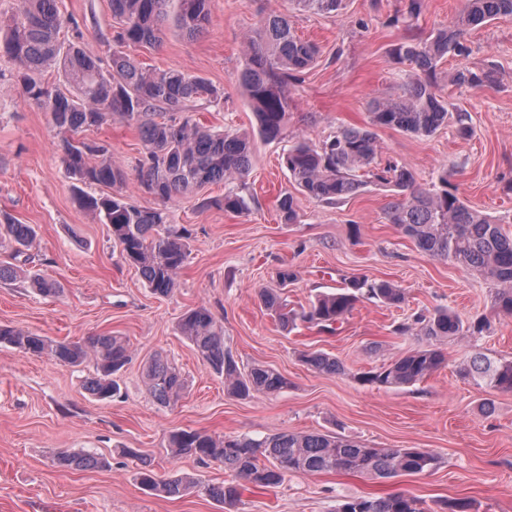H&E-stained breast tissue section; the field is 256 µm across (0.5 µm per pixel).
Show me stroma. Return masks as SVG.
<instances>
[{
    "label": "stroma",
    "mask_w": 512,
    "mask_h": 512,
    "mask_svg": "<svg viewBox=\"0 0 512 512\" xmlns=\"http://www.w3.org/2000/svg\"><path fill=\"white\" fill-rule=\"evenodd\" d=\"M213 2L203 35L189 39L170 27L155 47L134 52L147 66L178 69L220 89L217 105L194 112L209 127H254L238 72L246 40L266 13H293L298 34L316 42L320 53L291 84L283 134L255 140L252 169L240 187L247 213L224 210L220 184L202 189L211 201L207 208H197L192 198L169 202L174 223L191 232V247L179 286L166 298L145 287L108 226L75 202L50 112L27 97L13 61L0 55V212L35 225L29 268L61 288L51 298L19 281L0 283V324L72 341L111 333L131 350L118 376L121 397L99 400L85 389L92 365L71 367L0 345V512H336L344 497L400 492L420 498L427 512L452 498L472 500L474 512H512V392L459 374L463 360L476 352L512 357V316L493 310L485 279L428 257L389 221L392 188L371 184L342 202L320 203L303 194L281 164L297 137L319 143L337 127L368 126L371 101L397 95L414 79V70L391 56L406 34L405 0H342L329 14L297 11L292 0ZM58 7L61 39L108 58L111 0H59ZM466 45L467 54L440 64L439 90L449 111L467 113L470 136L460 137L452 121L429 137L380 127L382 159L410 166L423 188L447 169L461 199L512 234V17L471 31ZM487 65L500 72L497 85L476 90L448 82L451 71ZM83 137L110 144L113 162L127 175L123 192L131 202L157 207L137 184L143 143L135 126L112 121ZM285 192L294 198L297 223L279 221L277 200ZM285 267L296 278L283 287L277 273ZM354 277L394 282L406 300L386 306L360 299L332 335L304 323L284 331L260 303L264 289L278 287L289 308L298 310ZM200 305L222 321L224 343L239 367L271 368L287 387L246 399L230 396L223 377L176 330L183 314ZM439 308L468 322L488 318L493 330L474 341H438L445 365L413 385L356 380L358 372L427 347L425 337H403L395 328L415 313ZM306 350L336 355L345 374L315 372L299 359ZM157 355L173 361L186 380L171 408L154 402L144 384L145 364ZM176 429L256 439L282 431L334 433L377 448H424L439 464L388 479L292 473L274 488L243 484L238 504L227 510L195 491L167 499L136 482L144 458L162 478L227 480L218 465L172 456L167 437ZM78 451L102 458L104 467L56 465L59 454Z\"/></svg>",
    "instance_id": "stroma-1"
}]
</instances>
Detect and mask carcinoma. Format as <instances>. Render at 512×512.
I'll list each match as a JSON object with an SVG mask.
<instances>
[{
    "instance_id": "obj_1",
    "label": "carcinoma",
    "mask_w": 512,
    "mask_h": 512,
    "mask_svg": "<svg viewBox=\"0 0 512 512\" xmlns=\"http://www.w3.org/2000/svg\"><path fill=\"white\" fill-rule=\"evenodd\" d=\"M116 23L109 68L102 60L78 46L62 50L61 17L57 0H21L20 14L0 35V47L16 64L17 78L25 94L51 113L60 134L65 172L73 181L80 208L110 226L112 240L122 257L140 273L150 292L168 297L178 287V275L188 253V233L173 225L167 203L177 197L196 195L206 185L244 181L252 165L254 137L250 133L212 130L198 125L189 115L191 106L211 104L220 92L206 79L177 69L143 67L124 51L131 46L152 47L160 42L163 28L175 27L183 36L195 38L207 30L212 0H111ZM302 10L326 13L340 8L341 0H294ZM425 10V0H407L404 18L407 35L393 50L395 58L419 72L397 97L376 98L370 105V125L431 136L448 123V101L438 93L435 76L438 63L449 55L467 53L465 36L473 28L503 16H512V0H465L455 22L425 36L411 21ZM316 44L296 34L290 16L270 12L261 20L257 36L246 42L238 80L254 114L257 134L265 139L280 137L288 122L291 95L288 82L317 61ZM60 65L72 91L68 94L40 79L41 72ZM498 75L492 68L473 71L462 68L450 81L472 88L491 87ZM118 119L138 128L144 152L137 165L139 188L160 205L143 209L129 202L123 192L99 197L85 194L83 186L120 187L124 170L112 163V150L104 142L87 141L79 133ZM381 145L376 133L366 127H343L320 143L297 138L282 157L289 178L308 197L335 204L355 195L371 180L395 189L387 213L415 246L437 260H452L482 276L492 285L493 308L512 315V236L502 233L490 217L469 208L448 184V169L438 172L429 188L415 185L411 168L404 164L378 163ZM224 210L243 214L244 196L224 193ZM278 216L294 224L299 215L288 193L278 199ZM37 233L33 225L21 224L10 214H0V241H8L13 259L27 256ZM33 287L44 296L60 293L56 282L30 275ZM376 299L387 305L404 301L402 289L389 281L368 282L353 278L332 293H320L308 306L293 311L275 289L261 294V303L284 329L297 322L319 326L329 333L343 322L361 299ZM486 322L464 323L449 309L430 315L417 314L397 326L401 335L425 336L431 341L467 338L488 329ZM180 336L195 349L202 362L224 376L227 391L236 397L276 392L288 382L279 373L254 365L238 366L224 345V327L204 306L191 309L178 323ZM0 344L22 353L46 355L79 366L90 363L94 375L86 390L98 399L121 396L113 379L129 361L126 342L112 334L90 336L84 341L57 340L0 324ZM301 361L325 375L346 372L343 362L322 351L304 352ZM443 353L427 347L393 360L378 371L359 376L363 384L409 386L438 370ZM461 374L494 391L512 392V359H492L477 353L463 363ZM145 386L156 402L175 405L185 381L173 362L154 358L145 368ZM173 456H192L203 465L217 464L236 479L259 487L281 483L288 474L345 473L390 478L400 473L422 474L433 470L438 457L421 448H374L366 443L322 433L277 432L263 439L247 435L216 438L196 430L180 429L168 438ZM57 465L90 470L102 461L88 453L61 454ZM136 480L157 496L178 499L200 489L211 499L234 506L239 500L235 482L203 484L187 475L159 478L152 463L142 460ZM336 512H424L420 501L407 494L363 496L346 499Z\"/></svg>"
}]
</instances>
